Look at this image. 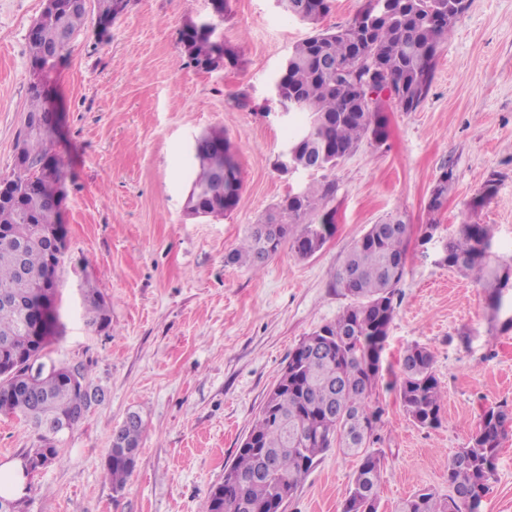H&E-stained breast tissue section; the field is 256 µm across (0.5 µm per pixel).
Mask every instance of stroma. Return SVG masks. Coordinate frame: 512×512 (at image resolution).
Wrapping results in <instances>:
<instances>
[{"mask_svg":"<svg viewBox=\"0 0 512 512\" xmlns=\"http://www.w3.org/2000/svg\"><path fill=\"white\" fill-rule=\"evenodd\" d=\"M45 0H0V178L14 171L16 135L34 77L27 33ZM210 0H130L99 37L95 15L41 77L57 111L56 157L66 199L58 216L67 248L60 270L59 336L51 360L86 368L101 404L60 443L61 459L34 472L23 512H207L293 349L349 305L334 284L346 252L389 217L409 226L404 276L372 401L383 410L378 512L417 489L448 493L447 462L483 409L512 411V290L494 307L481 282L441 265L442 243L464 223L491 225V260L512 264V0H470L438 48L429 93L413 112L388 105L384 144L362 141L327 178L336 229L297 258L282 247L260 270L226 256L314 173L281 174L276 161L301 124L273 88L309 25L274 0H229L218 34L235 64L204 73L186 63L180 32L211 15ZM223 127L240 167L237 206L192 217L191 148ZM448 192L429 207L442 173ZM494 180L489 200L480 195ZM429 243H422L425 233ZM96 281L109 332L87 323L82 292ZM426 347L445 391L441 427L413 424L396 381L411 345ZM144 431L122 492L104 467L129 413ZM34 429L0 415V464L37 447ZM355 458L326 452L286 512H341ZM481 512H512V426L501 440Z\"/></svg>","mask_w":512,"mask_h":512,"instance_id":"obj_1","label":"stroma"}]
</instances>
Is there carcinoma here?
Listing matches in <instances>:
<instances>
[{
	"mask_svg": "<svg viewBox=\"0 0 512 512\" xmlns=\"http://www.w3.org/2000/svg\"><path fill=\"white\" fill-rule=\"evenodd\" d=\"M70 0H54L31 26V63L51 69L56 60L43 57L46 46L61 34L76 36L87 10L73 9ZM130 0H97V12L117 18ZM468 0H365L347 23L317 29L292 46L276 82V101L287 112L308 115L289 143L288 155L278 156L280 173L292 163L306 171L328 172L353 154L363 139L383 143L387 137L386 102L414 112L425 100L434 77L437 45L451 35ZM226 0H216V14L207 30L187 26L180 43L187 64L214 71L233 61L232 50L216 55L217 31L224 21ZM331 8L330 0H288L284 11L317 25ZM30 105L17 136L21 153L15 170L0 178V414L23 418L39 434L41 445L25 455L60 461L57 437L46 428L73 430L85 417L78 394L57 374H38L30 386L18 366L34 353H43L58 332V279H44L57 233L52 207L63 174L52 151L54 126L32 127L30 120L46 115L47 95L31 84ZM224 147V166L239 167L224 128L211 129L193 149L194 178L187 211L202 217L232 211L229 200L213 185L214 150ZM336 191L331 181H315L288 194L260 222L251 225L242 244L228 255L231 264L255 269L276 255L283 244L306 259L333 236L335 210L328 202ZM407 225L399 218L373 224L356 241L336 268V287L351 303L336 320L320 326L290 353L275 384L278 396L266 397L258 418L237 448L228 467L242 481L224 497V484L208 494L207 512H285L309 472L332 448L359 458L342 512H377L384 457L369 448L382 415L371 395L382 370V352L395 313L394 298L405 269ZM492 234L485 224H464L447 241L442 264L473 274L491 288L493 305L501 306L504 290L512 288V265L490 264ZM88 324L97 331L111 326L103 295L92 285L83 291ZM399 396L414 424L442 425L443 391L433 370L431 352L408 347L399 373ZM512 414L501 406L483 410L466 447L448 461V496L424 487L405 499L398 512H479L489 491L506 423ZM143 421L135 416L115 432L105 458L112 488L120 492L133 473L129 455L139 453ZM273 456L274 469L262 473Z\"/></svg>",
	"mask_w": 512,
	"mask_h": 512,
	"instance_id": "obj_1",
	"label": "carcinoma"
}]
</instances>
